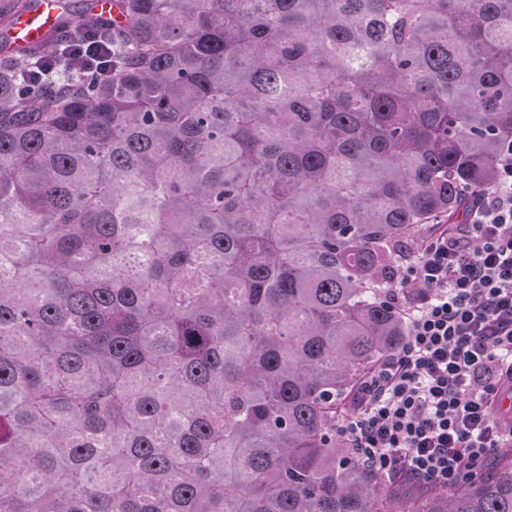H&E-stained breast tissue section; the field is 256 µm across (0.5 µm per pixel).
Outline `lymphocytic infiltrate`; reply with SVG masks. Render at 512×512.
<instances>
[{
    "label": "lymphocytic infiltrate",
    "instance_id": "1",
    "mask_svg": "<svg viewBox=\"0 0 512 512\" xmlns=\"http://www.w3.org/2000/svg\"><path fill=\"white\" fill-rule=\"evenodd\" d=\"M471 223L424 234L395 277L402 345L371 372L337 434L383 476L456 484L512 447V154L478 190Z\"/></svg>",
    "mask_w": 512,
    "mask_h": 512
}]
</instances>
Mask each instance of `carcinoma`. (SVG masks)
Returning a JSON list of instances; mask_svg holds the SVG:
<instances>
[{
	"label": "carcinoma",
	"instance_id": "obj_1",
	"mask_svg": "<svg viewBox=\"0 0 512 512\" xmlns=\"http://www.w3.org/2000/svg\"><path fill=\"white\" fill-rule=\"evenodd\" d=\"M115 2L109 64L66 12L0 60V512H512V448L409 493L336 440L512 147V0Z\"/></svg>",
	"mask_w": 512,
	"mask_h": 512
}]
</instances>
